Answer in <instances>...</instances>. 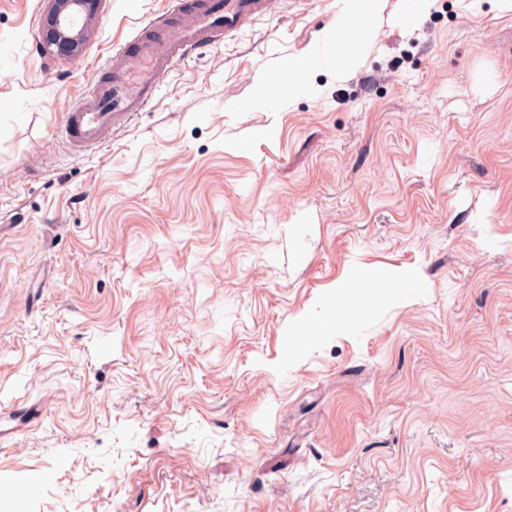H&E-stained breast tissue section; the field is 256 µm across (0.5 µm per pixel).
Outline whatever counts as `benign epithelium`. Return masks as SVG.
<instances>
[{
	"label": "benign epithelium",
	"mask_w": 512,
	"mask_h": 512,
	"mask_svg": "<svg viewBox=\"0 0 512 512\" xmlns=\"http://www.w3.org/2000/svg\"><path fill=\"white\" fill-rule=\"evenodd\" d=\"M101 0H47L42 40L46 53L72 58L81 50Z\"/></svg>",
	"instance_id": "1"
}]
</instances>
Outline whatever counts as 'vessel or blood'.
<instances>
[{
  "instance_id": "obj_1",
  "label": "vessel or blood",
  "mask_w": 512,
  "mask_h": 512,
  "mask_svg": "<svg viewBox=\"0 0 512 512\" xmlns=\"http://www.w3.org/2000/svg\"><path fill=\"white\" fill-rule=\"evenodd\" d=\"M254 0H176L152 20L151 33L134 35L112 55V77L98 96L68 116L71 139L84 146L102 143L112 126L141 112L156 96L174 59L219 45L239 27ZM176 24L179 36L167 40Z\"/></svg>"
}]
</instances>
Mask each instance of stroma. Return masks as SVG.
Masks as SVG:
<instances>
[{
    "label": "stroma",
    "mask_w": 512,
    "mask_h": 512,
    "mask_svg": "<svg viewBox=\"0 0 512 512\" xmlns=\"http://www.w3.org/2000/svg\"><path fill=\"white\" fill-rule=\"evenodd\" d=\"M77 57L0 0V501L27 512H512V10L260 0L98 146ZM310 59L282 97L288 64ZM407 288L306 335L362 280ZM380 0H344L343 7L336 16V29L327 33L323 38V45L330 54H335L336 46L351 28L355 19L363 21L369 27L370 21L379 10Z\"/></svg>",
    "instance_id": "stroma-1"
}]
</instances>
